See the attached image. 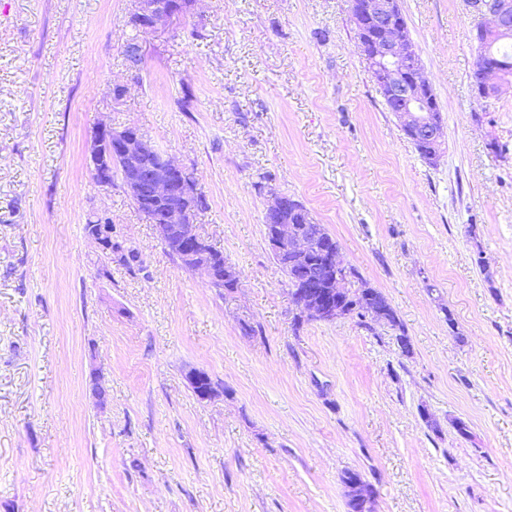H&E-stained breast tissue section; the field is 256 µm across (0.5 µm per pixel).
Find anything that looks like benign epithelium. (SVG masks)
I'll return each instance as SVG.
<instances>
[{"instance_id":"1","label":"benign epithelium","mask_w":512,"mask_h":512,"mask_svg":"<svg viewBox=\"0 0 512 512\" xmlns=\"http://www.w3.org/2000/svg\"><path fill=\"white\" fill-rule=\"evenodd\" d=\"M133 2L130 24L156 31L190 12L196 0ZM477 8L486 17L484 31L501 36L512 34V0H479ZM350 18L379 93L399 117L406 137L422 147L429 163H436L440 157L439 102L423 75L399 0H360V7L352 9ZM498 67L492 57L477 61L474 87L479 99H490L499 93ZM117 163L123 170L122 187L131 199L146 198L151 203H161L160 208L149 211V222L155 225L161 240H179L181 266L203 273L213 288L224 287L226 280L237 283L236 272L231 269L221 275L213 274L206 262L209 244L193 231L198 212L193 172L156 148L137 127L115 129L110 124H101L89 146V168L99 190H112V170ZM266 215L270 218L267 240L273 253L280 259L290 260L298 269L295 287L291 289L293 301L315 318L334 320L345 316L335 290L324 286L327 277L341 282L345 270L321 225L305 214L299 201L283 194H271ZM112 229V220L106 218L92 225L87 237L99 251L110 253L114 244ZM188 380L200 398L209 399L215 394L205 372L193 370ZM347 500L348 512H357L359 503L366 506L373 503L374 490L354 474L352 485L347 488Z\"/></svg>"}]
</instances>
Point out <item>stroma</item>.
I'll use <instances>...</instances> for the list:
<instances>
[{
	"label": "stroma",
	"instance_id": "1",
	"mask_svg": "<svg viewBox=\"0 0 512 512\" xmlns=\"http://www.w3.org/2000/svg\"><path fill=\"white\" fill-rule=\"evenodd\" d=\"M400 7L441 108L434 166L350 0H196L158 32L131 0H0V512H347L348 470L374 512H512V82L473 93L468 0ZM102 122L193 170L196 231L236 288L166 255L121 183L98 190ZM273 191L398 326L300 313L265 237ZM101 210L136 272L88 241Z\"/></svg>",
	"mask_w": 512,
	"mask_h": 512
}]
</instances>
